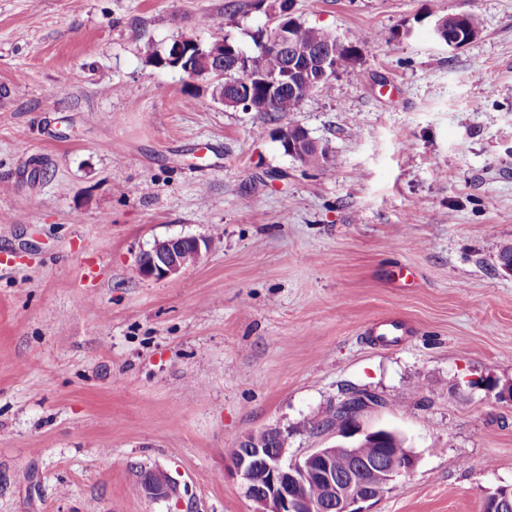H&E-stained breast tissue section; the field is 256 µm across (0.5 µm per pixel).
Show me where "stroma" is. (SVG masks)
I'll use <instances>...</instances> for the list:
<instances>
[{
	"mask_svg": "<svg viewBox=\"0 0 512 512\" xmlns=\"http://www.w3.org/2000/svg\"><path fill=\"white\" fill-rule=\"evenodd\" d=\"M273 3L0 0V512H257L232 448L339 443L313 424L353 388L417 456L371 512H483L512 485V0H294L362 44L290 114L146 59L253 50ZM468 13L476 39H435ZM293 126L333 164L287 155ZM174 236L212 246L140 276ZM154 468L177 498L139 493ZM463 14H450L448 18L439 21L434 26L433 34L435 38L448 47H459L474 40L479 35L480 19L475 14H466V23L472 30L469 31L462 26ZM448 22V25L446 23ZM465 30V37L462 38V30ZM448 30V32H447ZM191 252H187L188 246ZM209 243L205 239L193 238L187 241L182 237H170L154 242L144 251L138 262V273L145 278L167 280L179 277L184 270L197 262L208 251Z\"/></svg>",
	"mask_w": 512,
	"mask_h": 512,
	"instance_id": "obj_1",
	"label": "stroma"
}]
</instances>
